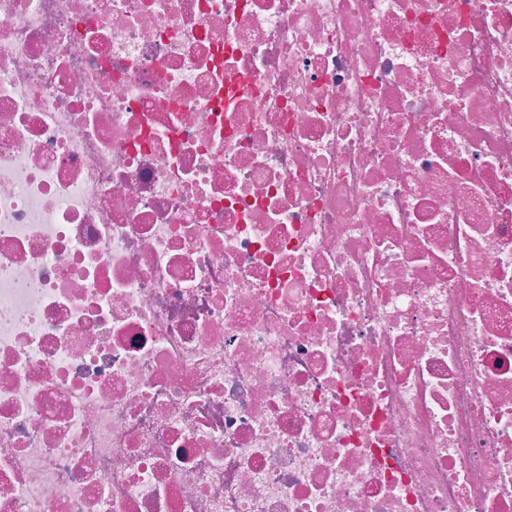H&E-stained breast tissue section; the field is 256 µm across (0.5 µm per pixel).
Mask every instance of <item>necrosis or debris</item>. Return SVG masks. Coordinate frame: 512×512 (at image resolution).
<instances>
[{"label": "necrosis or debris", "mask_w": 512, "mask_h": 512, "mask_svg": "<svg viewBox=\"0 0 512 512\" xmlns=\"http://www.w3.org/2000/svg\"><path fill=\"white\" fill-rule=\"evenodd\" d=\"M0 512H512V0H0Z\"/></svg>", "instance_id": "necrosis-or-debris-1"}]
</instances>
